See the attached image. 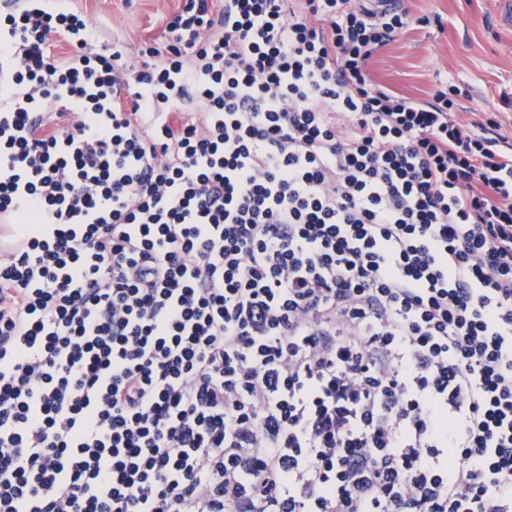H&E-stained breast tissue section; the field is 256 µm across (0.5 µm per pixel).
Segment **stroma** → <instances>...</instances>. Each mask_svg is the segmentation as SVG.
Masks as SVG:
<instances>
[{"instance_id": "stroma-1", "label": "stroma", "mask_w": 512, "mask_h": 512, "mask_svg": "<svg viewBox=\"0 0 512 512\" xmlns=\"http://www.w3.org/2000/svg\"><path fill=\"white\" fill-rule=\"evenodd\" d=\"M182 0H68L100 41L131 46L161 41ZM417 23L370 62L372 82L407 98H426L448 84L469 91L460 117L476 123L512 97V0H399Z\"/></svg>"}]
</instances>
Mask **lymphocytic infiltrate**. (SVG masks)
Instances as JSON below:
<instances>
[{"instance_id":"1","label":"lymphocytic infiltrate","mask_w":512,"mask_h":512,"mask_svg":"<svg viewBox=\"0 0 512 512\" xmlns=\"http://www.w3.org/2000/svg\"><path fill=\"white\" fill-rule=\"evenodd\" d=\"M413 23L0 15V512H512V133L370 80Z\"/></svg>"}]
</instances>
